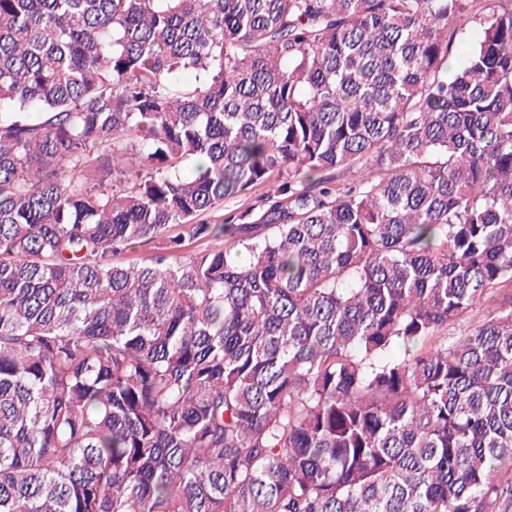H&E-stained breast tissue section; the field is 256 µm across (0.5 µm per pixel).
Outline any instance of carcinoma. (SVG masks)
<instances>
[{
  "label": "carcinoma",
  "mask_w": 512,
  "mask_h": 512,
  "mask_svg": "<svg viewBox=\"0 0 512 512\" xmlns=\"http://www.w3.org/2000/svg\"><path fill=\"white\" fill-rule=\"evenodd\" d=\"M0 512H512V0H0ZM267 187L261 185L256 187L248 194L238 197L232 201L224 202L219 207L207 212L200 217L207 224H222L224 223L227 213L233 211L234 214H239L244 211H252L253 214L257 213L262 207V200L266 198Z\"/></svg>",
  "instance_id": "obj_1"
}]
</instances>
